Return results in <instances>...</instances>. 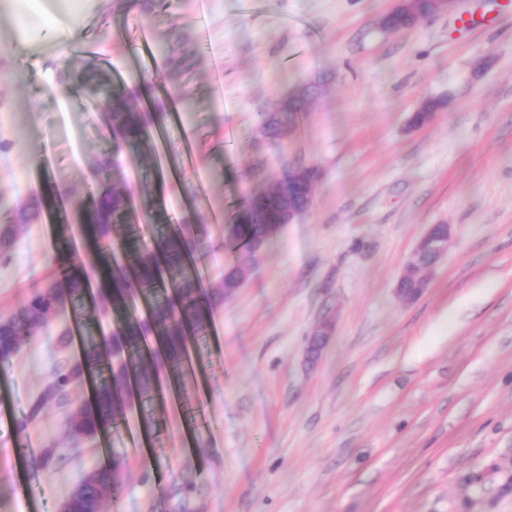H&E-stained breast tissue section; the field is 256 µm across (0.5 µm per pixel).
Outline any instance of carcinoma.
<instances>
[{"label": "carcinoma", "instance_id": "carcinoma-1", "mask_svg": "<svg viewBox=\"0 0 512 512\" xmlns=\"http://www.w3.org/2000/svg\"><path fill=\"white\" fill-rule=\"evenodd\" d=\"M315 91L309 87L300 97L294 92L286 96L278 109L265 117L263 134L280 139L294 130ZM158 117L157 113L137 112L120 98L112 99L108 123L115 151L121 150L122 143L145 136ZM41 207L37 196L15 205L1 200L4 238L13 239ZM286 210L288 201L273 186L251 195L224 225V250L229 257L224 279L217 288H204L200 265L210 247L206 225L179 224L147 243L141 224L134 222L135 210L127 193L114 189L98 198L93 208L78 207L100 242L89 263L109 270L112 277V287L104 290L103 300L124 316L115 322L111 335L86 347L83 362H58L51 368L43 390L30 405L29 418H37L48 406H58L60 425L77 444L124 416L134 397L161 393L162 371L185 367L191 341L204 331L212 306L236 291L253 265L254 246L279 231ZM55 262L67 271L69 294L84 296L88 290L84 267L66 251L59 252ZM58 300L53 281L36 289L0 322L1 367L9 365L39 331L50 327ZM141 301L150 303L147 320L131 314ZM105 349L112 353V371L96 386L94 408L70 406L71 388L102 363ZM126 469L127 460L116 455L111 463L89 471L69 495L66 512H103L106 497L121 493Z\"/></svg>", "mask_w": 512, "mask_h": 512}]
</instances>
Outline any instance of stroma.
Masks as SVG:
<instances>
[{
	"mask_svg": "<svg viewBox=\"0 0 512 512\" xmlns=\"http://www.w3.org/2000/svg\"><path fill=\"white\" fill-rule=\"evenodd\" d=\"M395 0H196L145 15L141 0H83L66 56L0 25V193L43 201L39 219L0 256V316L56 276L63 244L85 256L74 202L109 155L106 118L82 85L133 108L165 104L164 168L154 142L120 160L146 239L174 222L207 223L203 271L224 277L215 212L231 216L267 179L300 164L320 178L312 208L284 225L243 286L214 307L192 349L177 403L143 399L112 427L126 456L107 512H171L159 487L194 486L189 512H512V0H457L410 29L380 19ZM494 11L491 26L464 17ZM175 61L129 60L141 29ZM319 86L297 131L270 140L261 116L287 89ZM445 101L420 129L407 117ZM195 159L185 166L183 147ZM448 225V248L416 301L399 277L420 238ZM83 299L62 293L48 332L0 368V512H58L87 471L106 465L102 436L63 461L57 409L18 423L52 363L81 362L63 330L110 333L117 318L90 272ZM331 324L318 360L308 343ZM207 426L194 427L196 409ZM155 467L128 441L142 420Z\"/></svg>",
	"mask_w": 512,
	"mask_h": 512,
	"instance_id": "35a3bbf8",
	"label": "stroma"
}]
</instances>
